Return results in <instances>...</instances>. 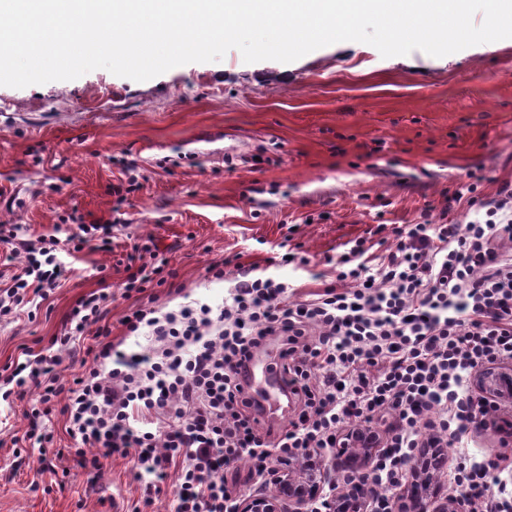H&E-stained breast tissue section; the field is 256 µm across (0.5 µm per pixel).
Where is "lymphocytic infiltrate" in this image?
I'll list each match as a JSON object with an SVG mask.
<instances>
[{"instance_id":"obj_1","label":"lymphocytic infiltrate","mask_w":512,"mask_h":512,"mask_svg":"<svg viewBox=\"0 0 512 512\" xmlns=\"http://www.w3.org/2000/svg\"><path fill=\"white\" fill-rule=\"evenodd\" d=\"M480 182L466 173L448 196L449 204L474 208L466 224L377 225L373 237L337 256L331 282L294 302L286 282L234 255L205 268L208 279L230 282L223 303L160 308L156 290L177 274L143 238L123 260L117 288L79 297L47 347L22 348L0 389L28 401L31 446L51 447L54 433L43 420L57 412L81 468L130 459L136 475L150 477L147 506L173 474L176 512H233L224 471L246 460L255 474H270L319 458L360 430L380 450L362 477L369 512H395L393 493L417 449L451 446L500 409L473 382L512 362V183L484 195ZM0 242L25 256L0 287L2 319L49 300L68 267L55 236L21 240L1 224ZM118 298L131 303L120 339L108 319ZM131 336L146 337L147 346L127 351ZM87 337L90 361L62 379V351ZM272 341L294 398L287 427L277 431L260 424L244 385L253 354ZM449 487L467 512H512V455L458 463Z\"/></svg>"}]
</instances>
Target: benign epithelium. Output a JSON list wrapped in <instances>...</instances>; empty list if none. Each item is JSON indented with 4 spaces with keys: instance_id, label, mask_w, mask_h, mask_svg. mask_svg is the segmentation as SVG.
Wrapping results in <instances>:
<instances>
[{
    "instance_id": "1",
    "label": "benign epithelium",
    "mask_w": 512,
    "mask_h": 512,
    "mask_svg": "<svg viewBox=\"0 0 512 512\" xmlns=\"http://www.w3.org/2000/svg\"><path fill=\"white\" fill-rule=\"evenodd\" d=\"M481 384L483 392L490 398L501 396L505 387L512 395V375L507 372H488L482 376ZM377 452L378 449L370 447L365 440L356 438L351 445L336 449L331 470L315 461L303 466L290 464L278 470L275 493L248 495L237 504L236 512H309V506L317 499L318 489L331 477V471L338 474L365 472L372 467ZM446 464L443 453L412 458V481L405 499L399 502L398 512H466L462 498L445 497L440 501L430 495L432 481ZM367 496V490L357 484L344 498L326 502V512H363Z\"/></svg>"
}]
</instances>
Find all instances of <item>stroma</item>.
Listing matches in <instances>:
<instances>
[{"mask_svg": "<svg viewBox=\"0 0 512 512\" xmlns=\"http://www.w3.org/2000/svg\"><path fill=\"white\" fill-rule=\"evenodd\" d=\"M121 157L142 180L120 203ZM468 171L486 194L512 182V39L439 58L338 42L248 63L232 49L144 82L97 69L0 86V222L22 239H67L59 218L72 211L115 225L111 250L69 258L71 275L35 319L0 321V368L21 346L45 345L137 238L168 252L185 294L219 304L228 286L208 281L210 259L273 266L297 245L320 263L379 224L465 222L466 205L446 201ZM25 409L0 401V512H132L143 485L129 460L80 469L57 414L39 455L23 440ZM499 451L498 433L481 428L448 448V464ZM45 457L61 474L41 473Z\"/></svg>", "mask_w": 512, "mask_h": 512, "instance_id": "1", "label": "stroma"}]
</instances>
